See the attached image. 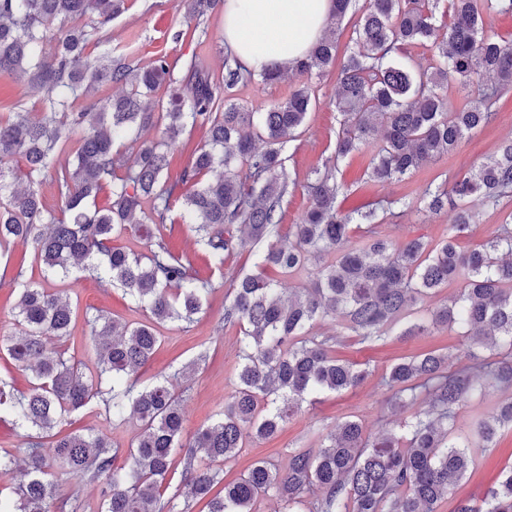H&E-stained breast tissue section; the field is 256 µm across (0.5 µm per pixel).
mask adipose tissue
I'll use <instances>...</instances> for the list:
<instances>
[{
    "label": "adipose tissue",
    "mask_w": 512,
    "mask_h": 512,
    "mask_svg": "<svg viewBox=\"0 0 512 512\" xmlns=\"http://www.w3.org/2000/svg\"><path fill=\"white\" fill-rule=\"evenodd\" d=\"M332 0H224V43L246 68L261 71L271 36L281 39L278 58H303L323 34Z\"/></svg>",
    "instance_id": "obj_1"
}]
</instances>
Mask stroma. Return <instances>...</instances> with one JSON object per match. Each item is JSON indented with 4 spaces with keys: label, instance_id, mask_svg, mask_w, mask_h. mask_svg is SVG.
I'll use <instances>...</instances> for the list:
<instances>
[{
    "label": "stroma",
    "instance_id": "obj_1",
    "mask_svg": "<svg viewBox=\"0 0 512 512\" xmlns=\"http://www.w3.org/2000/svg\"><path fill=\"white\" fill-rule=\"evenodd\" d=\"M223 34V8L209 11L200 19L189 20L178 9L177 0H126L125 11L106 30L101 47L142 64L162 55L179 59L183 64L195 62L209 75L214 86L222 87L223 97L253 112L266 111L285 101L294 90L309 81L305 76L291 72L277 83L266 84L256 79L224 89L226 51ZM309 82L315 88L316 105L298 136L287 142L282 152L289 180L282 205V225L286 228L299 222L309 205L305 190L308 179L314 171L334 162L338 165L337 177L345 184L338 198L341 211L362 210L380 200L404 198L409 200V207L384 219L379 226L380 233L396 240L420 237L432 244L439 243L448 235L453 213L447 210L436 215L421 209L418 198L426 184L463 176L512 141L511 91L500 98L493 123L472 131L448 156L432 159L404 180L374 182L367 175L370 151L339 162L333 159L340 123L335 107L336 70H329L323 77ZM181 212V205H174L168 219L173 229L166 239L193 272L212 280L214 289L193 323L173 322L158 326L161 341L153 358L141 370L139 381L147 385L181 373L176 388L183 393L181 407L186 431L191 434L215 419L237 386L238 333L235 327L224 323V303L230 278L250 272L254 256L250 249L237 250L226 257L223 270H215L213 264L206 261L195 232L183 224ZM19 270L23 271L25 279L67 294L75 318L63 345L86 369H93L96 363L95 341L85 321L86 314L100 311L129 323L144 318L142 310L136 308L122 289L100 285L88 277L75 282L44 279L43 269L31 247L17 242L0 249V337L14 332L15 295L8 282ZM312 333L318 338L330 339L337 358L366 370L363 385L341 393L327 392L315 405H302L272 438L245 436L239 454L224 464L225 481L237 479L259 460L286 467L293 451L319 448L337 423L345 419L360 421L366 432L373 435L398 429L410 411L392 406L391 393L383 377L389 366L401 357L438 349L447 353L452 369L471 364V359L460 352L461 329L457 326L439 328L433 336L421 339H403L393 333L376 344L361 341L346 329L340 318L316 323ZM510 397L512 388L486 384L481 393L457 409L454 435L461 439L469 437L477 419L492 416L499 404ZM67 427L105 435L112 444L122 448L128 447L139 433L135 421L109 422L94 407L72 415ZM470 454L474 460L470 473L455 493L440 503L439 512H453L461 498L482 500L497 484L502 470L512 465V429L502 428L496 447H474Z\"/></svg>",
    "mask_w": 512,
    "mask_h": 512
}]
</instances>
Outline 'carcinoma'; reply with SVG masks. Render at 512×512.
<instances>
[{"mask_svg":"<svg viewBox=\"0 0 512 512\" xmlns=\"http://www.w3.org/2000/svg\"><path fill=\"white\" fill-rule=\"evenodd\" d=\"M216 2L180 0L192 18ZM440 2L366 0L358 8L355 0H333L324 36L305 57L265 69L262 81H277L290 70L321 75L336 62V28L348 14L358 15L357 50L338 77L334 160L370 147L369 178L400 180L488 125L492 103L512 89V44L483 25L487 13H512V0H448V28L436 42L430 71L398 54L403 44L436 37ZM124 6L125 0H0V74L41 95L43 106L33 117L18 102H0V248L17 240L29 244L46 274L75 281L88 274L117 284L146 312L138 323L105 314L88 319L96 371L87 374L67 349L51 347V340L69 336V299L17 274L18 334L4 339V350L33 382L18 393L0 380V411L27 438L22 457L0 455V471L22 462L27 481L0 488V512H50L60 474L99 485L101 512H190L191 497L208 499V512H252L257 498L269 493L286 512L316 493L314 512H438L473 465L469 445L451 436L456 408L484 379L512 386V212L482 246L461 252L456 244L475 223L471 202L497 208L512 198V144L462 178L427 186V210L456 212L448 237L432 248L420 238H384L376 230L375 208L340 212L343 184L334 166L314 173L306 186L309 207L284 238L288 182L281 150L311 109V88L301 86L265 112H248L224 103L193 63L177 79L165 56L141 66L110 51L93 54L103 28ZM51 32L57 45L44 57L40 43ZM486 76L496 82L478 97L464 103L449 97L451 84L466 87ZM253 77L233 56L225 58V86ZM162 85L168 100L158 101L156 110L146 107L143 95ZM105 86L122 92L69 111L70 97ZM189 124L206 129L208 146L195 150L191 164L167 182L165 152L141 134L161 127L165 137L176 139ZM72 139L73 159L62 164L59 153ZM207 173L215 178L180 194V186ZM47 176L61 201L57 212L42 197ZM106 189L112 205L100 208L97 198ZM145 200L148 212L142 210ZM178 201L215 264L224 265V257L240 247L255 250V272L231 280L224 305V324L239 328L236 390L224 414L189 437L173 383L143 386L138 378L159 342L154 325L192 322L213 290L212 281L192 274L166 242L168 214ZM362 224L367 238L357 244L353 232ZM128 230L147 237V252L113 245ZM308 266L312 287L288 295L264 276L269 267L287 274ZM456 282L462 288L451 303L407 324L398 336H430L440 326L458 324L468 327L466 356L486 345L500 350V359L464 371L450 369L448 356L434 350L403 358L390 367L385 384L401 404L424 397L427 410L413 414L401 432L367 436L360 422L346 419L317 451H294L284 468L258 460L238 480L224 482V462L242 447L244 431L270 438L304 402L356 388L366 378V371L332 356L328 340L309 335L313 323L339 313L362 341L383 342L420 299ZM91 405L109 421L139 425L126 450L130 466L115 465L119 449L103 436L63 431L71 415ZM506 424L512 426V401L497 417L476 422L475 442L495 446ZM46 442L53 466L43 453ZM178 454L184 461L180 488L169 495ZM217 486L222 493L211 495ZM453 512H512V468L482 504L460 500Z\"/></svg>","mask_w":512,"mask_h":512,"instance_id":"obj_1","label":"carcinoma"}]
</instances>
